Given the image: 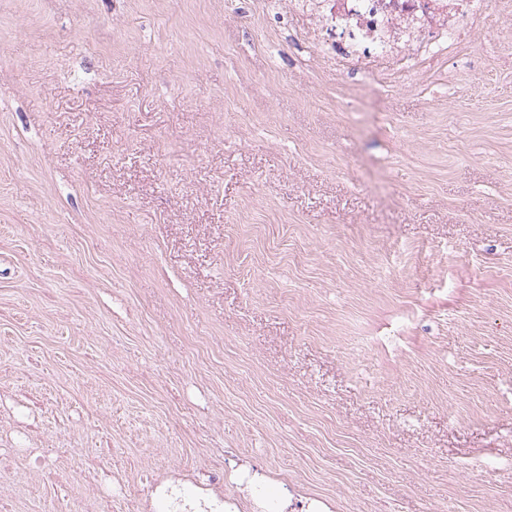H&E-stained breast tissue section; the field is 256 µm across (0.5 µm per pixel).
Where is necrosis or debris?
Listing matches in <instances>:
<instances>
[{"instance_id":"4bbe7bcc","label":"necrosis or debris","mask_w":512,"mask_h":512,"mask_svg":"<svg viewBox=\"0 0 512 512\" xmlns=\"http://www.w3.org/2000/svg\"><path fill=\"white\" fill-rule=\"evenodd\" d=\"M318 26L336 35L330 44L343 61L360 55L371 61L424 52L438 41H453L479 16L480 0H290ZM150 486L168 512H224V465L213 462L191 498L178 480L151 477Z\"/></svg>"}]
</instances>
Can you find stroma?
<instances>
[{
  "instance_id": "stroma-1",
  "label": "stroma",
  "mask_w": 512,
  "mask_h": 512,
  "mask_svg": "<svg viewBox=\"0 0 512 512\" xmlns=\"http://www.w3.org/2000/svg\"><path fill=\"white\" fill-rule=\"evenodd\" d=\"M332 37L0 0V453L70 449L71 504L90 456L142 512L220 454L228 497L245 461L330 512H512V0L401 63Z\"/></svg>"
}]
</instances>
